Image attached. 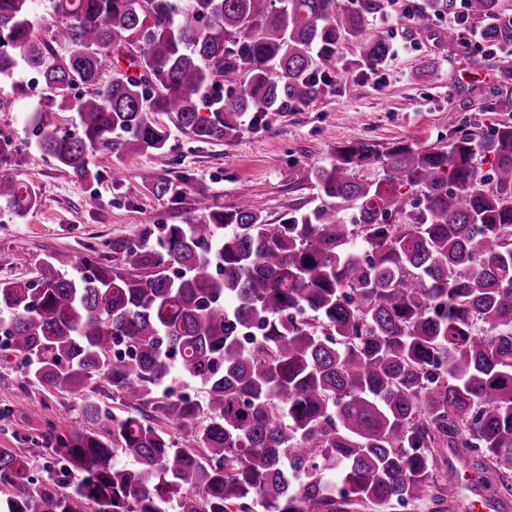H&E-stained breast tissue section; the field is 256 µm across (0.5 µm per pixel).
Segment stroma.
<instances>
[{
    "label": "stroma",
    "instance_id": "1",
    "mask_svg": "<svg viewBox=\"0 0 512 512\" xmlns=\"http://www.w3.org/2000/svg\"><path fill=\"white\" fill-rule=\"evenodd\" d=\"M403 10L396 0L366 25L367 33L383 32L392 48L376 69L356 68L357 43L341 41L335 61L324 66L336 82L333 94L293 112L271 114L260 126L245 125L236 138L212 143L195 142L177 127L174 114L154 113L171 133L170 150L99 152L96 180L74 178L43 155L34 127L21 117L27 108L47 103L52 125L76 132L75 105L87 87L73 86L61 96L41 87L19 98L13 84L28 81V74L0 76V137L16 147L0 163V172L34 184L40 196L38 207L21 218L0 207V281L32 278L47 257L80 275L86 245L101 247L103 259L111 260L112 240L133 241L146 225L182 224L196 217L202 193L220 210L248 200L275 224L290 207L314 205L310 171L331 161L338 145L358 140L432 144L447 137L452 112L485 131L512 119L488 109L485 91L495 80L497 49L471 34L465 46L449 45L447 15L429 13L415 22ZM147 172L187 179L179 202L150 193L142 180ZM82 405V394L28 384L14 361H0V448L24 454V436L39 435L49 421L65 429L79 418Z\"/></svg>",
    "mask_w": 512,
    "mask_h": 512
}]
</instances>
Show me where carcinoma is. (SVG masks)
I'll list each match as a JSON object with an SVG mask.
<instances>
[{
	"label": "carcinoma",
	"mask_w": 512,
	"mask_h": 512,
	"mask_svg": "<svg viewBox=\"0 0 512 512\" xmlns=\"http://www.w3.org/2000/svg\"><path fill=\"white\" fill-rule=\"evenodd\" d=\"M385 2L50 0L43 38L40 0H0V75L92 89L77 133L40 108L30 120L42 153L96 179L98 150L167 149L155 112L197 142L233 139L248 114L327 96L315 58L342 39L383 64L388 39L363 31ZM468 13L502 53L491 109L512 112V14L500 0ZM144 179L171 202L188 183ZM312 180L319 203L278 224L202 193L200 217L112 241V266L90 246L78 277L44 260L0 282V351L27 379L95 395L104 382L135 411L86 398L83 421L29 439L40 477L0 449L7 512H409L423 491L429 512H460L450 448L488 501L512 495V123L487 134L450 112L445 143L341 144ZM0 203L20 217L39 193L1 174ZM174 369L204 399L176 391Z\"/></svg>",
	"instance_id": "carcinoma-1"
}]
</instances>
